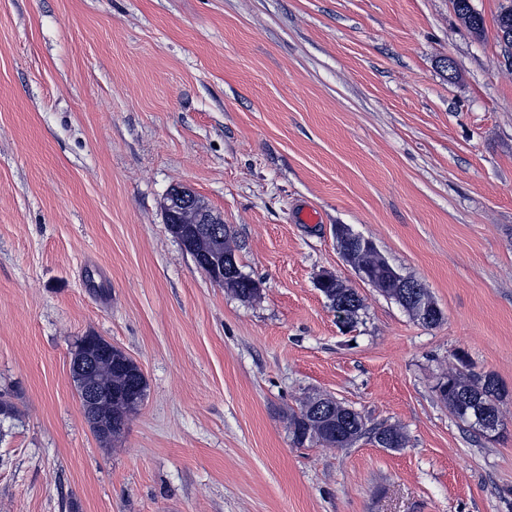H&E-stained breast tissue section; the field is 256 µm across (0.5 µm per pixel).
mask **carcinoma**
Here are the masks:
<instances>
[{"label":"carcinoma","instance_id":"obj_1","mask_svg":"<svg viewBox=\"0 0 512 512\" xmlns=\"http://www.w3.org/2000/svg\"><path fill=\"white\" fill-rule=\"evenodd\" d=\"M453 9L464 27L479 36L484 32V18L472 5L471 0H452ZM497 34L512 36V3L501 7L495 19ZM214 234L222 241L215 244L213 256L234 255L230 244V229L217 225ZM350 241L341 247L361 278L386 297L396 300L413 318H418V309L423 301H432V296L422 283L404 278L377 252L374 244L362 241L349 234ZM224 287L238 298L249 300L260 292V283L241 274L237 278H224ZM321 292L334 310L345 308L350 312V323L357 322L362 308L360 296L344 285L336 275H329L320 286ZM96 365L92 372L81 373L71 369V377L77 390L92 384L110 387L115 396L112 406L97 408V415L112 424V433L100 434L103 443H111L124 432L129 417L135 414L144 402L147 382L140 367L124 352L114 348L112 352L95 353ZM441 399L448 405L451 414L462 422L478 427L474 411L482 404L490 403L491 415L501 420V402L508 396L504 385L495 376L468 373L457 368L448 373L446 380L438 386ZM363 416L356 410L326 396L313 397L306 401L300 411L291 415L289 430L298 445L317 441L327 447L347 448L356 440L369 434L374 442L390 449L402 448L406 444L405 434L393 426L368 429L362 423Z\"/></svg>","mask_w":512,"mask_h":512}]
</instances>
